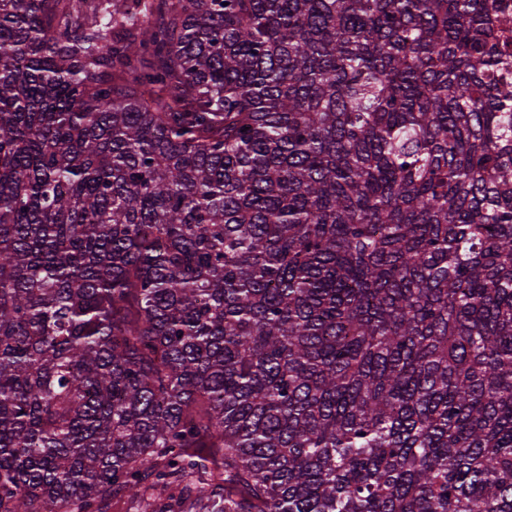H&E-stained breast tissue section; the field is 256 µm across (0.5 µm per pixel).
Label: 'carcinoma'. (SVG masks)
<instances>
[{
  "label": "carcinoma",
  "mask_w": 512,
  "mask_h": 512,
  "mask_svg": "<svg viewBox=\"0 0 512 512\" xmlns=\"http://www.w3.org/2000/svg\"><path fill=\"white\" fill-rule=\"evenodd\" d=\"M512 512L497 0H0V512Z\"/></svg>",
  "instance_id": "carcinoma-1"
}]
</instances>
